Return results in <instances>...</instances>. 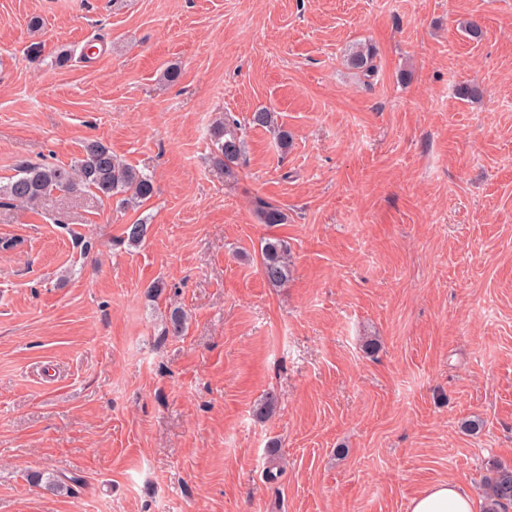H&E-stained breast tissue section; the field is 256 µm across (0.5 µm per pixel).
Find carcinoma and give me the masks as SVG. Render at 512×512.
I'll return each mask as SVG.
<instances>
[{
    "label": "carcinoma",
    "mask_w": 512,
    "mask_h": 512,
    "mask_svg": "<svg viewBox=\"0 0 512 512\" xmlns=\"http://www.w3.org/2000/svg\"><path fill=\"white\" fill-rule=\"evenodd\" d=\"M348 66L365 76L375 75L372 51L357 46L349 52ZM210 136L216 151L214 164L226 176L234 175V166L245 153V142L239 135L237 122L232 116L215 123ZM87 189L101 198H117L121 204H140L155 194L151 175L122 161L112 153L103 141L88 140L82 154L69 164H24L7 183L0 185V197L19 204L32 205L48 193L57 190L74 192ZM256 214L263 224L276 225L286 221L285 213L279 207L257 199ZM150 224L143 220L128 224L124 241L138 246L149 235ZM261 273L266 282L274 287L286 284L292 274L290 249L283 239L270 237L265 240L259 255ZM486 512H500L512 504V469H500L486 485Z\"/></svg>",
    "instance_id": "carcinoma-1"
}]
</instances>
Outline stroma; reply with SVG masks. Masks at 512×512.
Here are the masks:
<instances>
[{
  "instance_id": "stroma-1",
  "label": "stroma",
  "mask_w": 512,
  "mask_h": 512,
  "mask_svg": "<svg viewBox=\"0 0 512 512\" xmlns=\"http://www.w3.org/2000/svg\"><path fill=\"white\" fill-rule=\"evenodd\" d=\"M90 139L155 194L0 199V512H408L512 468V0H0V183ZM373 53L368 47L357 46L349 52L348 66L362 72L366 77L375 75L376 66L373 64ZM238 131L237 122L228 114L210 129L211 140L216 147L213 162L224 176L234 175V166L245 153V142ZM288 242L270 237L264 242L259 255L261 273L274 287L286 284L292 274Z\"/></svg>"
}]
</instances>
